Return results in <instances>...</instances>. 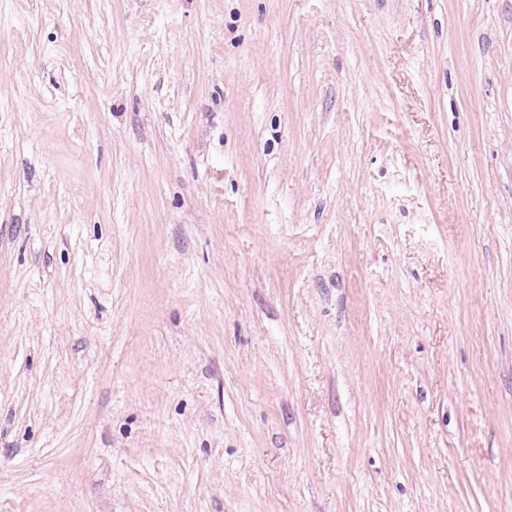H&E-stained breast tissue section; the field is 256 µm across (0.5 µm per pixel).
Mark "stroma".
Segmentation results:
<instances>
[{
  "label": "stroma",
  "mask_w": 512,
  "mask_h": 512,
  "mask_svg": "<svg viewBox=\"0 0 512 512\" xmlns=\"http://www.w3.org/2000/svg\"><path fill=\"white\" fill-rule=\"evenodd\" d=\"M0 512H512V0H0Z\"/></svg>",
  "instance_id": "35a3bbf8"
}]
</instances>
